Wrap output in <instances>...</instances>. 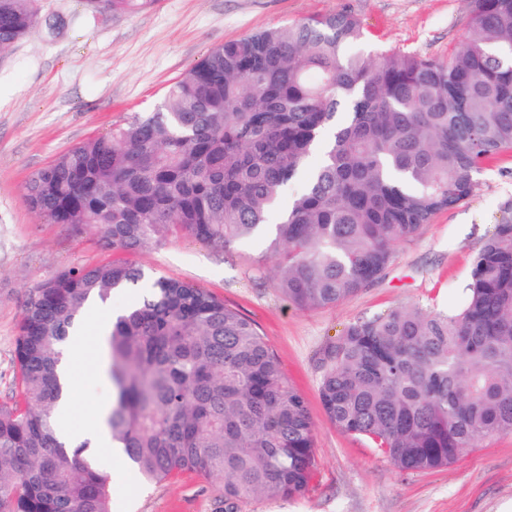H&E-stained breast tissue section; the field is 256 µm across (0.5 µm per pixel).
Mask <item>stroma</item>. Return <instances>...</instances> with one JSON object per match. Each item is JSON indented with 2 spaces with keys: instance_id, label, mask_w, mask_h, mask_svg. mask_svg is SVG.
<instances>
[{
  "instance_id": "stroma-1",
  "label": "stroma",
  "mask_w": 512,
  "mask_h": 512,
  "mask_svg": "<svg viewBox=\"0 0 512 512\" xmlns=\"http://www.w3.org/2000/svg\"><path fill=\"white\" fill-rule=\"evenodd\" d=\"M469 0H155L134 13L91 11L85 0H40L44 17H63L58 34L38 27L0 57V403L18 388L14 363L26 293L58 271L109 258L96 229L74 233L41 222L24 199L29 175L73 146L154 111L169 87L225 41L303 18L349 11L370 45L444 57L468 32ZM512 206V151L489 161L472 194L399 244L380 279L329 308L302 309L271 288L260 250H218L191 237L126 253L151 277L207 289L260 328L283 376L308 401L315 467L298 497L260 498L240 512H502L512 503V435L466 449L450 467L396 468L364 437L339 431L318 397L317 359L354 320L396 307L458 306L473 258ZM65 423L83 429L112 401L94 364L74 375ZM112 481V512H224L220 484L184 472L144 483L125 459L101 454Z\"/></svg>"
}]
</instances>
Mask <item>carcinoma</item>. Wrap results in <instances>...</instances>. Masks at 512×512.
I'll use <instances>...</instances> for the list:
<instances>
[{
	"label": "carcinoma",
	"mask_w": 512,
	"mask_h": 512,
	"mask_svg": "<svg viewBox=\"0 0 512 512\" xmlns=\"http://www.w3.org/2000/svg\"><path fill=\"white\" fill-rule=\"evenodd\" d=\"M153 2L86 0L124 13ZM39 21L38 0H0V57ZM365 40L342 11L226 41L156 111L32 172L25 201L48 224L99 228L116 253L182 234L224 250L258 243L282 297L335 306L512 150V0H471L467 36L443 58L366 51ZM139 284L105 336L109 443L147 481L194 472L221 483L226 512L305 492L312 419L258 326L191 282L108 261L26 294L20 400L0 404V512H112L98 458L59 441L56 367L87 303ZM464 293L446 314L358 319L318 359L329 421L402 471L440 470L512 434V217L476 253Z\"/></svg>",
	"instance_id": "cac0c4a2"
}]
</instances>
